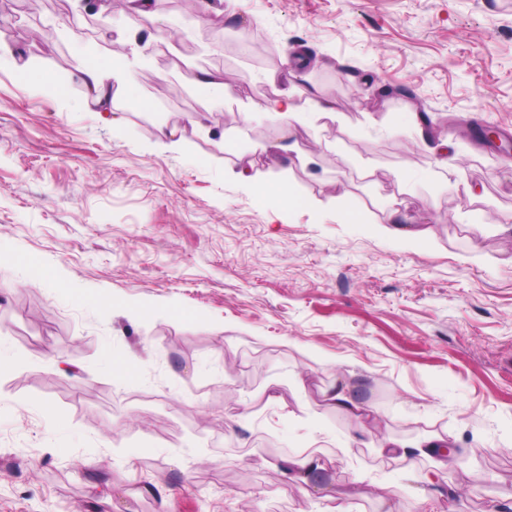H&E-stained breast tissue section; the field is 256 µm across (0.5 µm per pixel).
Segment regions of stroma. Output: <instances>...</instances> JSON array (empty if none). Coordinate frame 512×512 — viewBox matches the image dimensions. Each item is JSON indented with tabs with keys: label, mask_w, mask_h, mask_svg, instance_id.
Returning a JSON list of instances; mask_svg holds the SVG:
<instances>
[{
	"label": "stroma",
	"mask_w": 512,
	"mask_h": 512,
	"mask_svg": "<svg viewBox=\"0 0 512 512\" xmlns=\"http://www.w3.org/2000/svg\"><path fill=\"white\" fill-rule=\"evenodd\" d=\"M201 2L0 0V512L512 507V0ZM394 208L427 238L377 232ZM432 431L455 462L378 447ZM112 65L98 60H89L84 68V80L91 85L97 94V99L102 102L108 99L111 86L108 83ZM324 398L336 410L347 412L361 421L370 417L369 408L355 403L343 387H331L324 392Z\"/></svg>",
	"instance_id": "35a3bbf8"
}]
</instances>
